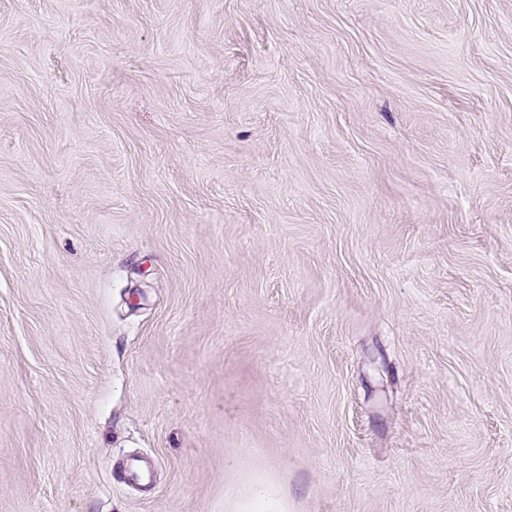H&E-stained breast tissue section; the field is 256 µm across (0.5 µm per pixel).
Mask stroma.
Segmentation results:
<instances>
[{"mask_svg": "<svg viewBox=\"0 0 512 512\" xmlns=\"http://www.w3.org/2000/svg\"><path fill=\"white\" fill-rule=\"evenodd\" d=\"M261 495L512 512V0H0V512Z\"/></svg>", "mask_w": 512, "mask_h": 512, "instance_id": "35a3bbf8", "label": "stroma"}]
</instances>
